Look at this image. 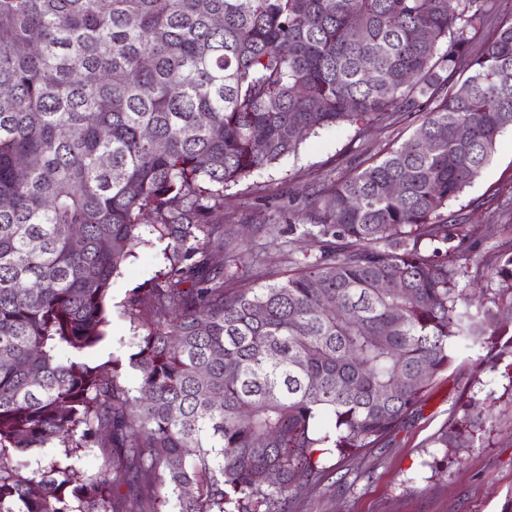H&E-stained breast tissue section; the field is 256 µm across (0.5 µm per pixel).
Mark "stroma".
<instances>
[{
  "instance_id": "1",
  "label": "stroma",
  "mask_w": 512,
  "mask_h": 512,
  "mask_svg": "<svg viewBox=\"0 0 512 512\" xmlns=\"http://www.w3.org/2000/svg\"><path fill=\"white\" fill-rule=\"evenodd\" d=\"M420 122L416 112L358 135L354 128L321 130L275 167L261 171L224 192V206L211 215L226 234L242 238L241 248L255 256L258 269L238 268L225 288L281 280L304 256L318 254L315 242L292 231L296 214L316 202L320 190L367 165L381 151L407 140ZM448 221L465 225L469 266L477 269L489 250L512 240V133L502 137L490 164L447 209ZM164 242L135 247L109 294L108 334L88 356L96 366L125 362L124 381L137 388L138 376L127 362L134 353L135 325L124 310L130 292L148 286L166 263ZM492 394L495 422L469 448L434 443L455 408L469 396ZM323 477L288 496V512H512V380L490 369L477 353H462L440 375L392 436L378 447L320 459Z\"/></svg>"
}]
</instances>
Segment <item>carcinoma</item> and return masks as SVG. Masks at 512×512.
Masks as SVG:
<instances>
[{
    "label": "carcinoma",
    "instance_id": "carcinoma-1",
    "mask_svg": "<svg viewBox=\"0 0 512 512\" xmlns=\"http://www.w3.org/2000/svg\"><path fill=\"white\" fill-rule=\"evenodd\" d=\"M495 2L0 0V512H282L315 456L379 445L460 353L512 368V244L485 256L478 306L442 249L512 128ZM400 112L423 113L412 136L304 216L320 253L224 290L210 256L238 245L202 199ZM145 213L168 269L126 301L134 395L82 357ZM477 404L440 447L473 445ZM42 448L62 453L16 461Z\"/></svg>",
    "mask_w": 512,
    "mask_h": 512
}]
</instances>
